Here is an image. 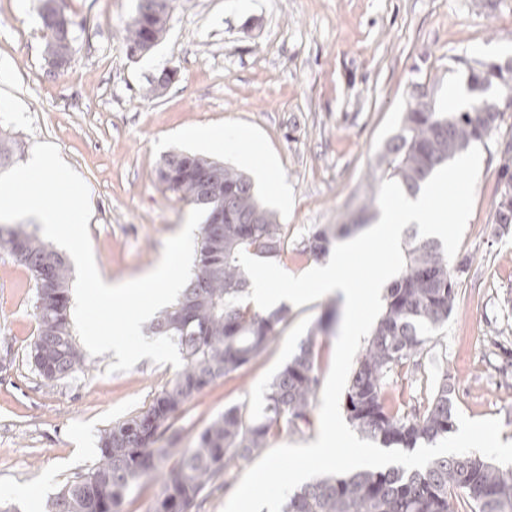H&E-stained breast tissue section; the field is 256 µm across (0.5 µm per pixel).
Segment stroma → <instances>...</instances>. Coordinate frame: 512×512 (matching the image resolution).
I'll return each instance as SVG.
<instances>
[{"mask_svg":"<svg viewBox=\"0 0 512 512\" xmlns=\"http://www.w3.org/2000/svg\"><path fill=\"white\" fill-rule=\"evenodd\" d=\"M41 0H0V134L25 163L35 143L57 146L87 183L88 230L95 264L119 282L158 262L191 207L156 176L161 158L183 151L210 155L255 176L266 157L288 189L280 209L257 191L288 227L293 247L280 265L296 275L315 256L295 252L314 226L355 218L378 194L380 157L411 102L414 83L443 99L450 82H467L463 60L496 50L512 58V0H174L168 31L148 54L129 55L122 27L137 0H63L72 21V55L52 68ZM174 80L159 96L142 87L164 71ZM242 131L235 153L210 154L195 128ZM512 120L482 143L472 214L458 258L471 262L448 321L421 355L417 372L396 370L388 397L410 410L428 386L448 377L458 411L499 418L512 441V230H496L501 145ZM36 289L30 273L0 246V502L17 512H46L50 498L87 471L98 436L146 408L177 373L172 364L139 360L108 373L113 354L85 355L73 376L45 386L28 357L36 334ZM339 297L289 306L267 350L190 399L175 420L182 447L224 409L260 406L266 384L309 329Z\"/></svg>","mask_w":512,"mask_h":512,"instance_id":"35a3bbf8","label":"stroma"}]
</instances>
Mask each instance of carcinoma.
Segmentation results:
<instances>
[{
  "instance_id": "obj_1",
  "label": "carcinoma",
  "mask_w": 512,
  "mask_h": 512,
  "mask_svg": "<svg viewBox=\"0 0 512 512\" xmlns=\"http://www.w3.org/2000/svg\"><path fill=\"white\" fill-rule=\"evenodd\" d=\"M171 4L172 0H138L136 14L123 28L127 47L159 42L167 31ZM41 20L61 52L71 54L72 21L65 12L57 22L44 14ZM460 63L468 70L473 91L512 84V70L496 72L492 63L479 60ZM480 104L478 100L465 110L445 111L437 107L433 89L426 88L387 142L380 160L385 165L382 176L397 181L407 195H416L437 168L484 142L499 127L504 113L475 111ZM169 160L165 189L208 211L189 282L152 324L155 334L173 337L183 367L146 409L100 432L98 458L60 489L47 512H123L132 489L152 478L162 483L153 512H190L206 488L266 447L273 428L283 422L298 431L300 424L310 423L318 387L316 346L328 332L327 320L313 325L297 352L266 385L263 414L229 407L209 423L192 448H179L175 437L166 436L191 398L259 357L288 318L285 307L262 312L248 301L227 304L252 287L237 262L238 251L279 261L288 252V226L277 222L251 179L238 169L225 164L217 179L205 182L202 172L213 161L184 152L162 158L164 163ZM499 185L493 223L507 229L512 225L509 161L499 171ZM362 227V219L315 227L302 241V252L324 255L335 240ZM0 245L14 246L15 261L30 272L34 283L43 285L36 293L37 334L29 358L51 387L75 374L83 362L69 320V262L56 258L59 251L20 226H0ZM401 249L404 268L387 289L382 315L357 359L345 408L350 423L381 447L412 451L448 437L454 429L448 375H443L421 414H405L389 404L387 382L396 369L417 365L416 357L431 346L434 332L454 310L456 286L467 273L469 260L448 259L439 241L414 232L404 238ZM457 490L466 495L469 512H512V469L503 470L473 452L441 456L417 470L364 468L315 479L289 494L281 512H450L449 496Z\"/></svg>"
}]
</instances>
